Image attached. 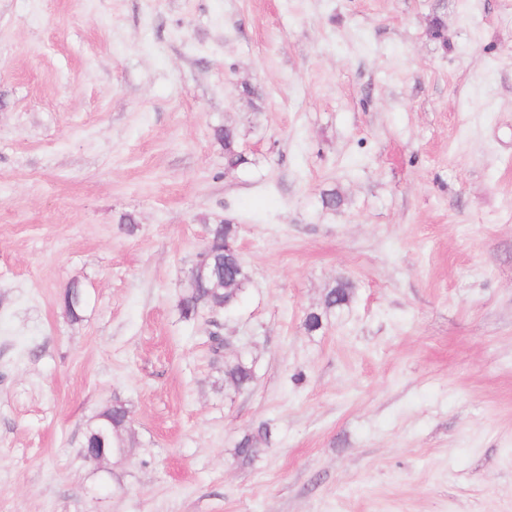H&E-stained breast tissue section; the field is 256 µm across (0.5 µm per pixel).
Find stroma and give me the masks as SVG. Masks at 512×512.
<instances>
[{"instance_id": "stroma-1", "label": "stroma", "mask_w": 512, "mask_h": 512, "mask_svg": "<svg viewBox=\"0 0 512 512\" xmlns=\"http://www.w3.org/2000/svg\"><path fill=\"white\" fill-rule=\"evenodd\" d=\"M0 512H512V0H0ZM214 138L224 146V160L228 167L236 168L245 164L246 159L238 150L239 131L236 126L224 123L213 130ZM236 236L235 224L222 221L209 226L205 247L191 269L200 270L196 266L202 263V273L191 281L188 279L178 300L183 319L190 321L213 310H232L239 304L250 274L232 249ZM353 285L348 280H339L331 287L324 299L326 309H340L351 301ZM61 302L66 314L72 320H78L80 319V312L86 306L87 294L84 289L72 284L65 290ZM224 377L230 379L237 389H245L253 379L252 366L244 359H236L224 364ZM127 410L120 401H115L111 407L102 411L90 424L85 436L83 448L86 452H99L105 448L110 455L121 454L123 446V433L127 429ZM104 450L100 456L94 455L92 461L101 462L108 457Z\"/></svg>"}]
</instances>
